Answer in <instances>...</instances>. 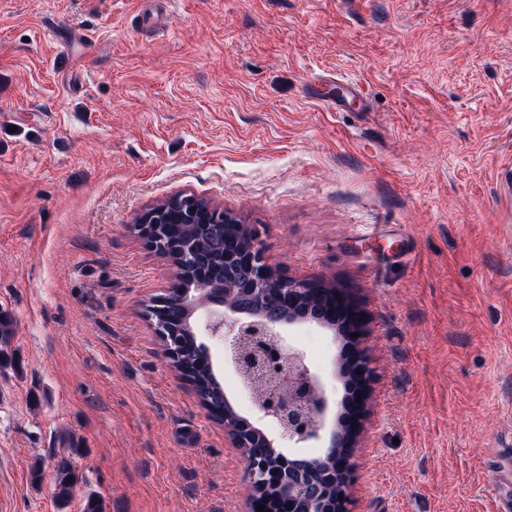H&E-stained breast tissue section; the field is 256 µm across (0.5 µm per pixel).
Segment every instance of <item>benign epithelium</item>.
Segmentation results:
<instances>
[{"instance_id": "benign-epithelium-1", "label": "benign epithelium", "mask_w": 512, "mask_h": 512, "mask_svg": "<svg viewBox=\"0 0 512 512\" xmlns=\"http://www.w3.org/2000/svg\"><path fill=\"white\" fill-rule=\"evenodd\" d=\"M173 224L224 222L235 248L224 251V299L215 300L203 278H193L172 288L149 308L164 357L177 365L180 332L166 322L168 298L174 296L190 312H203L191 326V335L224 341V358L252 399L254 418L239 415L224 401V436L239 449L246 464L250 493L249 512H351L350 494L356 481L352 462L359 434L369 419L368 403L374 373L366 354L368 317L363 309L345 300L334 287L324 295L336 307L308 301L311 288L278 275L266 261L258 231L237 224L193 196L178 195L147 212L135 230L147 246L178 269V276L192 264L200 246L165 240L161 218ZM247 271L244 287L238 272ZM299 320L333 326L345 337L348 356L339 364L344 389L337 424L327 429V399L323 383L311 371L304 354L288 342L284 329ZM359 337L352 338L350 334ZM313 442L326 445V458L334 467L325 473L306 470L303 456L290 455L284 444L305 448ZM260 446L255 456L249 448Z\"/></svg>"}]
</instances>
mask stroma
Listing matches in <instances>:
<instances>
[{
    "label": "stroma",
    "mask_w": 512,
    "mask_h": 512,
    "mask_svg": "<svg viewBox=\"0 0 512 512\" xmlns=\"http://www.w3.org/2000/svg\"><path fill=\"white\" fill-rule=\"evenodd\" d=\"M0 0V512H244L245 462L145 316L134 226L187 194L367 312L352 512H498L512 448V0ZM333 73L368 108L310 102ZM332 402L341 344L288 326ZM214 372L252 403L224 343ZM82 477L65 510L54 465ZM40 466L41 479L31 469ZM13 338L11 321L4 315L0 316V367L16 364L15 357L10 350Z\"/></svg>",
    "instance_id": "1"
}]
</instances>
